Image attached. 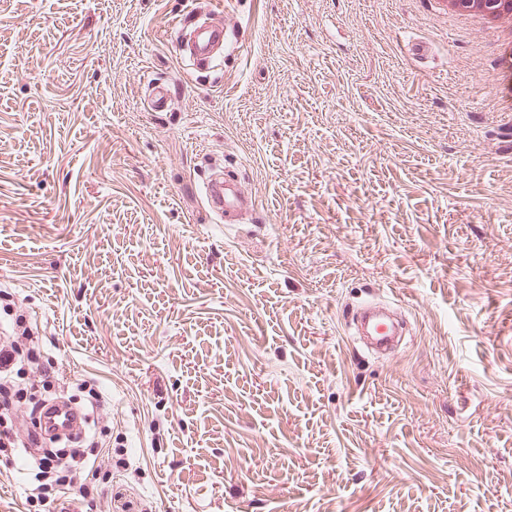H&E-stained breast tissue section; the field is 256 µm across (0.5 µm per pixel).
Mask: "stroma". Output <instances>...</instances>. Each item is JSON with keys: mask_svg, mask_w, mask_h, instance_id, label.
Segmentation results:
<instances>
[{"mask_svg": "<svg viewBox=\"0 0 512 512\" xmlns=\"http://www.w3.org/2000/svg\"><path fill=\"white\" fill-rule=\"evenodd\" d=\"M188 8L0 0V325L105 396L94 498L51 512H512L493 36L434 0H198L237 41L194 69ZM369 298L409 317L393 358L348 334ZM27 495L0 454V512ZM204 202L207 209L221 218L242 212L247 201L236 189L224 182L219 174H212L204 187Z\"/></svg>", "mask_w": 512, "mask_h": 512, "instance_id": "obj_1", "label": "stroma"}]
</instances>
